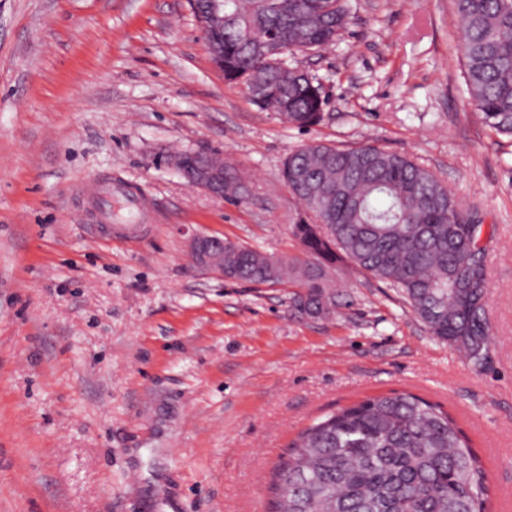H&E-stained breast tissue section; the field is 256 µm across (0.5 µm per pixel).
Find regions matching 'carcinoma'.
Returning <instances> with one entry per match:
<instances>
[{"instance_id":"cac0c4a2","label":"carcinoma","mask_w":512,"mask_h":512,"mask_svg":"<svg viewBox=\"0 0 512 512\" xmlns=\"http://www.w3.org/2000/svg\"><path fill=\"white\" fill-rule=\"evenodd\" d=\"M191 0L206 37L224 45V77L248 84L265 74L266 92L250 98L298 128L323 119L327 99L306 71L285 72L243 41L277 37L288 52L320 51L345 28L349 0ZM462 21L460 55L469 96L484 123L512 137V0H454ZM280 177L302 210L292 232L303 256L283 260L243 245L224 251L234 280L271 283L278 266L300 315L328 317L336 306L329 271L345 260L396 289L435 338L481 366L491 328L482 225L447 186L416 160L375 145L303 144ZM242 189L224 173V199ZM269 512H487L480 457L443 405L411 392L369 397L316 419L290 443L270 485Z\"/></svg>"}]
</instances>
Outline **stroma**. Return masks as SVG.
<instances>
[{
  "label": "stroma",
  "mask_w": 512,
  "mask_h": 512,
  "mask_svg": "<svg viewBox=\"0 0 512 512\" xmlns=\"http://www.w3.org/2000/svg\"><path fill=\"white\" fill-rule=\"evenodd\" d=\"M460 37L453 0H350L335 44L288 59L328 98L301 130L225 80L190 0H0V512H267L300 430L394 391L449 409L512 512V139ZM311 142L413 156L493 229L484 368L347 264L325 319L195 267L196 233L300 255L279 172ZM174 151L223 152L248 193L193 187ZM127 190L150 210L121 219Z\"/></svg>",
  "instance_id": "stroma-1"
}]
</instances>
